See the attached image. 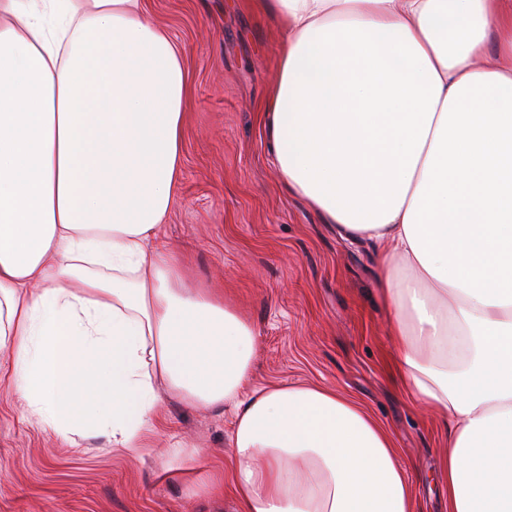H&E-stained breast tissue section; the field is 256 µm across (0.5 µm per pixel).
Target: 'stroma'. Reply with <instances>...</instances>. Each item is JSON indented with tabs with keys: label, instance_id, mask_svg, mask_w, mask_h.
<instances>
[{
	"label": "stroma",
	"instance_id": "obj_1",
	"mask_svg": "<svg viewBox=\"0 0 512 512\" xmlns=\"http://www.w3.org/2000/svg\"><path fill=\"white\" fill-rule=\"evenodd\" d=\"M148 21L184 47L177 202L160 235L189 281L216 288L255 326L251 386L322 385L390 432L419 512H448V436L394 381L380 255L339 236L288 190L262 114L278 79L279 32L253 0H146ZM232 415L163 396L142 448L64 441L23 418L0 380V512H238Z\"/></svg>",
	"mask_w": 512,
	"mask_h": 512
}]
</instances>
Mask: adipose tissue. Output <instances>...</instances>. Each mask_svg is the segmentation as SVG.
Segmentation results:
<instances>
[{
  "instance_id": "1",
  "label": "adipose tissue",
  "mask_w": 512,
  "mask_h": 512,
  "mask_svg": "<svg viewBox=\"0 0 512 512\" xmlns=\"http://www.w3.org/2000/svg\"><path fill=\"white\" fill-rule=\"evenodd\" d=\"M289 190L381 252L401 379L448 427V512H512V0H259ZM144 0H0V349L28 419L138 448L159 387L233 414L242 512H417L387 430L248 389L251 321L159 243L184 50ZM494 51L496 63L478 66Z\"/></svg>"
}]
</instances>
